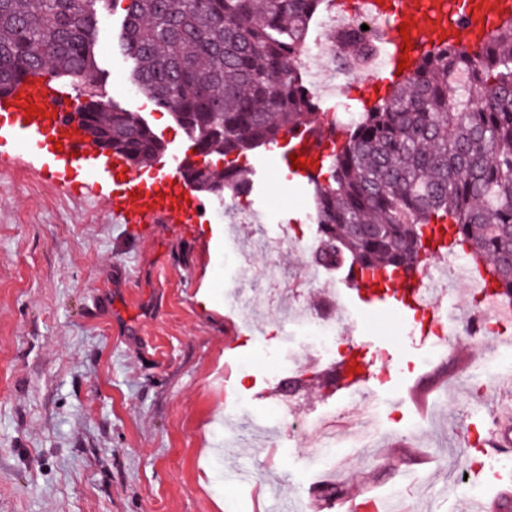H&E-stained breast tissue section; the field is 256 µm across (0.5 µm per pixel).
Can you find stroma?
Listing matches in <instances>:
<instances>
[{
  "instance_id": "stroma-1",
  "label": "stroma",
  "mask_w": 512,
  "mask_h": 512,
  "mask_svg": "<svg viewBox=\"0 0 512 512\" xmlns=\"http://www.w3.org/2000/svg\"><path fill=\"white\" fill-rule=\"evenodd\" d=\"M122 19L102 17L112 33L96 47L112 57L113 98L175 149L183 128L128 79ZM53 166L43 152L0 153V512H267L272 498L295 501L329 480L346 497L396 491L421 499L423 512H458L448 484L471 463L461 437L486 436L512 384L481 389L479 336L456 332L441 356L391 311L342 323L328 359L307 330L284 329L253 277L262 259L236 254L262 224L316 233L309 193L290 172H274L267 193L247 200L255 222L228 233L211 221L113 223L124 179L68 183L50 178ZM240 288L258 292L248 327L235 313ZM362 333L397 334L403 345L386 356L359 346ZM352 354L391 379L368 392L377 416L368 447L344 445L359 410L337 417L336 478L313 463L297 425L347 402L335 368ZM313 375L319 387L300 388L268 458L236 418L266 414L284 383ZM406 383L427 392L423 415L397 406ZM233 466L254 482L226 480Z\"/></svg>"
}]
</instances>
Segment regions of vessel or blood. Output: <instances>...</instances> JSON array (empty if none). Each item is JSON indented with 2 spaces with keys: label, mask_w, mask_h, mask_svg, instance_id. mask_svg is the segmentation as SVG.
<instances>
[{
  "label": "vessel or blood",
  "mask_w": 512,
  "mask_h": 512,
  "mask_svg": "<svg viewBox=\"0 0 512 512\" xmlns=\"http://www.w3.org/2000/svg\"><path fill=\"white\" fill-rule=\"evenodd\" d=\"M353 17L367 16L383 25L389 51L385 66L397 74L400 58L416 64L429 42L472 43L487 35L503 20L512 17V0H351ZM407 26L412 50L402 52L400 26ZM80 99L67 84L52 78L22 77L0 93V148L49 151L65 170L92 172L101 170L114 175L127 172L126 158L119 154L93 157V148L77 123L70 121ZM37 109L27 117V106ZM334 128L299 129L288 135L282 151L266 159L262 167L252 170V183H260L266 169L287 166L291 154H302L308 168L300 172L301 181H309L326 156L328 139L338 137ZM178 155L161 157L152 162L161 177L153 187L141 188L138 178H129L126 193L112 202L111 211L118 224H152L172 220L193 224L200 220L209 199L199 196L182 176ZM444 289L434 288L426 279L397 290L393 310L403 318L419 312L431 322H439L446 311L442 303ZM497 427L479 444L482 454L512 446V402L498 401Z\"/></svg>",
  "instance_id": "vessel-or-blood-1"
}]
</instances>
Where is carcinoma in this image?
<instances>
[{
	"mask_svg": "<svg viewBox=\"0 0 512 512\" xmlns=\"http://www.w3.org/2000/svg\"><path fill=\"white\" fill-rule=\"evenodd\" d=\"M118 0H0V91L47 74L81 92L93 141L140 165L166 150L136 112L87 87L98 79L100 15ZM324 0H127L120 42L131 83L173 114L208 157L277 145L317 124L290 63ZM341 58L375 52L359 26L336 31ZM313 185L318 265L348 266L375 285L409 276L448 233L490 261L492 291L512 295V19L474 48L422 52L412 73L346 124ZM198 192L249 193L243 168L186 170Z\"/></svg>",
	"mask_w": 512,
	"mask_h": 512,
	"instance_id": "1",
	"label": "carcinoma"
}]
</instances>
